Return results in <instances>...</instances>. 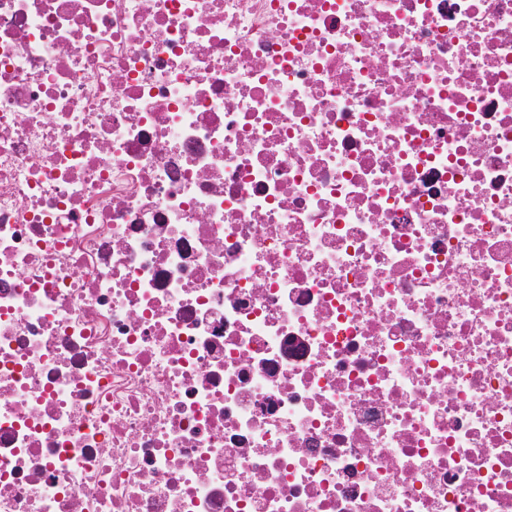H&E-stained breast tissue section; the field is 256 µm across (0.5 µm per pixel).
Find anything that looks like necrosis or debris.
<instances>
[{
  "mask_svg": "<svg viewBox=\"0 0 512 512\" xmlns=\"http://www.w3.org/2000/svg\"><path fill=\"white\" fill-rule=\"evenodd\" d=\"M0 512H512V0H0Z\"/></svg>",
  "mask_w": 512,
  "mask_h": 512,
  "instance_id": "obj_1",
  "label": "necrosis or debris"
}]
</instances>
